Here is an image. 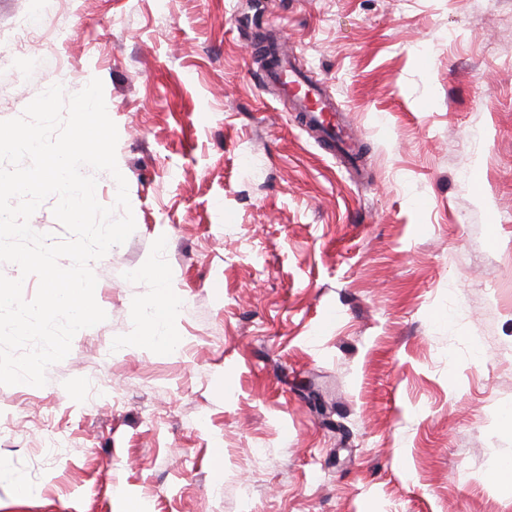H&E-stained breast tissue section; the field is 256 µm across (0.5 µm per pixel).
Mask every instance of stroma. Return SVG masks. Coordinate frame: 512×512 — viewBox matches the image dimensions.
<instances>
[{
  "label": "stroma",
  "instance_id": "35a3bbf8",
  "mask_svg": "<svg viewBox=\"0 0 512 512\" xmlns=\"http://www.w3.org/2000/svg\"><path fill=\"white\" fill-rule=\"evenodd\" d=\"M262 32L359 167L259 83ZM94 78L136 228L106 321L0 385V512H512V0H0V120ZM157 280L160 287L156 289L155 298L149 305V332L144 337L152 348L167 352L177 345L178 338L173 332L172 322L180 314L181 304L172 297L163 279Z\"/></svg>",
  "mask_w": 512,
  "mask_h": 512
}]
</instances>
